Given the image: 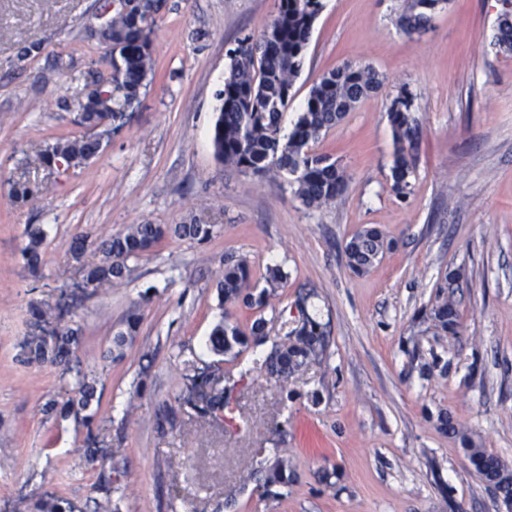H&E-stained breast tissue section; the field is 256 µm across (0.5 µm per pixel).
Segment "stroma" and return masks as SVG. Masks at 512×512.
Returning <instances> with one entry per match:
<instances>
[{
	"label": "stroma",
	"instance_id": "1",
	"mask_svg": "<svg viewBox=\"0 0 512 512\" xmlns=\"http://www.w3.org/2000/svg\"><path fill=\"white\" fill-rule=\"evenodd\" d=\"M322 4L282 132L328 70L370 65L385 81L316 144L341 161L347 187L331 207L309 210L289 176L270 182L224 167L211 140L230 51L261 33L276 0H167L153 37L154 80L105 149L66 174L36 169L33 157L81 134L68 104L111 65L106 45L86 35L96 0H0V512H37L56 497L66 512H169L173 493L184 512H499L459 442L439 429L449 417L512 463V54L492 45L498 0H452L412 37L395 25L403 0ZM29 44L39 53L16 69ZM403 87L420 129L404 199L391 189L387 118ZM22 176L40 190L18 203L11 183ZM195 217L221 233L201 245L166 239L132 261L120 284L90 296L79 289L82 263L99 255L91 248L75 262V234L105 238ZM31 225L45 233L40 280L22 256ZM365 226L393 246L357 274L345 245ZM230 255L247 258L257 288L268 267L288 271L263 311L220 306L215 284ZM456 268L465 273L455 288L457 335L419 338L421 353L445 354L448 371L422 379L409 372L403 341ZM303 288L316 289L330 323V357L289 381L291 399L273 380L244 375L251 351L206 348L224 317L244 330L262 317L273 332L298 320ZM34 303L55 306L59 325L81 326L66 364L30 360L35 338L51 331L31 317ZM133 307L139 332L113 360L112 337ZM190 350L243 376L236 410L246 425L220 428L188 412L159 430L185 389L179 354ZM83 374L100 399L91 420L46 416L45 401ZM257 448L292 461L278 496L248 477ZM114 466L122 490L108 499L97 479Z\"/></svg>",
	"mask_w": 512,
	"mask_h": 512
}]
</instances>
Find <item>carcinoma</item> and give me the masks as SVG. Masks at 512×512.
Returning <instances> with one entry per match:
<instances>
[{
  "mask_svg": "<svg viewBox=\"0 0 512 512\" xmlns=\"http://www.w3.org/2000/svg\"><path fill=\"white\" fill-rule=\"evenodd\" d=\"M452 0H405L396 24L407 35L422 34L431 24L435 13L445 9ZM165 0H119L112 16L98 30L88 28V36L104 44L109 43L112 62L121 67L120 76L112 77L105 95L96 101L95 119L106 120L108 134L125 125L127 113L139 101L141 89L154 75L155 62L150 49V34L161 18ZM323 8L322 0H277V10L271 22L249 43L247 36L238 41L230 52V66L224 77V86L218 92L221 105L212 129V142L217 158L226 166L258 178L274 179L286 173L292 176L294 195L308 209L319 210L334 203L342 195L347 175L337 161L326 154L313 151V146L331 128L339 124L364 98L378 91L383 76L369 65H347L325 73L310 88L303 107L287 139L280 137L283 112L288 109L294 93L304 56L316 19ZM493 47L503 53H512V12L496 18ZM413 94L401 88L391 100L387 117L392 129L395 153L391 167V189L401 197L407 196L417 169L414 153L418 122L413 115ZM103 151L97 139L84 135L63 136L45 145L37 153L42 165L54 160L76 168L88 164ZM39 186L28 179H19L11 185V195L17 202L35 198ZM220 233V225L203 224L192 220L188 224L162 227L159 224H133L125 231L97 240L89 232L77 234L72 242V256L80 260L85 247L96 246L101 258L83 267L82 286L93 295L103 288L123 281L130 275L129 261L155 248L165 236H173L192 243L204 244ZM28 244L23 252L32 275L42 277V246L44 233L38 227L27 230ZM391 246L377 227H364L346 243L348 266L356 273L367 272L380 255ZM462 277L461 270L448 271L440 285L436 304L415 318L417 331L407 342L417 343L425 330H438L455 336L459 328L458 303L452 290ZM288 274L279 266H269L265 286H250V268L244 257H230L216 282L219 301L226 305H244L262 310L271 294L285 287ZM313 293L300 294L295 306L301 318L293 324L284 321L279 337L270 351L253 362V371L263 374L288 392V381L329 358L327 324L311 316L308 300ZM141 314L137 309L127 312L121 328L113 337L112 359L123 356L127 339L137 335ZM80 328L65 326L55 330L50 339H41L30 349V359L62 364L78 345ZM268 340L267 320L256 319L249 332L237 324L221 320L214 325L207 346L216 354L236 355L249 344L262 345ZM442 357L433 353L427 360L415 354L411 370L422 377L439 367ZM186 370L192 372L187 398L178 402V408L188 407L194 414L216 424L244 420L233 417L230 393L238 386L234 377L200 368L196 359L183 360ZM94 380L82 376L71 384L72 396L61 402L51 398L43 405L44 412L63 418L87 410L94 398ZM443 428L458 436L469 464L478 472L497 473L503 483L499 490L512 497V466L499 456L482 448L472 437L458 429L448 419ZM264 473L262 488L284 484L291 471V460L274 452V459L258 461ZM124 472L114 467L99 474V489L107 495L122 487Z\"/></svg>",
  "mask_w": 512,
  "mask_h": 512,
  "instance_id": "1",
  "label": "carcinoma"
}]
</instances>
